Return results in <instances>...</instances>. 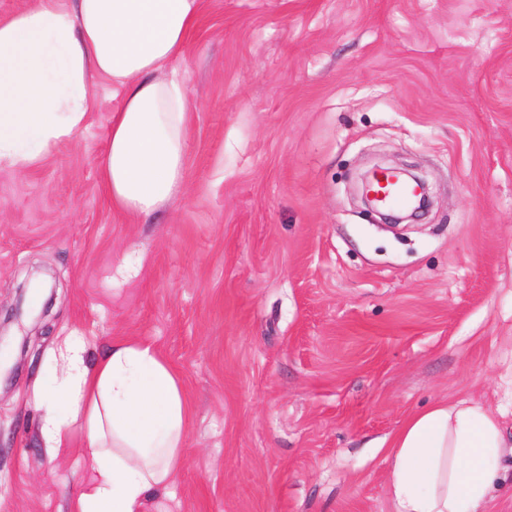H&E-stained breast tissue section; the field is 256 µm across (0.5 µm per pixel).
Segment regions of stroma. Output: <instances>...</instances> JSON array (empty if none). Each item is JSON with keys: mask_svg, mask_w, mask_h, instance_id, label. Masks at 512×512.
Returning <instances> with one entry per match:
<instances>
[{"mask_svg": "<svg viewBox=\"0 0 512 512\" xmlns=\"http://www.w3.org/2000/svg\"><path fill=\"white\" fill-rule=\"evenodd\" d=\"M182 192L154 220L102 183L120 95L88 77L75 139L0 167V512H68L92 467L43 448L40 368L152 343L193 405L147 512H394L392 436L440 400L512 428V0H202L170 63ZM433 205L399 232L353 199L380 161ZM47 280L41 320L10 319Z\"/></svg>", "mask_w": 512, "mask_h": 512, "instance_id": "obj_1", "label": "stroma"}]
</instances>
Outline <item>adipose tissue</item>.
<instances>
[{"label":"adipose tissue","instance_id":"1","mask_svg":"<svg viewBox=\"0 0 512 512\" xmlns=\"http://www.w3.org/2000/svg\"><path fill=\"white\" fill-rule=\"evenodd\" d=\"M202 0H76L0 18V166L25 167L77 137L91 109L89 73L121 95L102 179L114 210L148 221L179 193L189 98L177 72ZM39 435L56 454L83 422L93 468L70 512H144L167 488L184 448L191 401L178 371L148 342L113 339L88 357L68 337L46 363ZM500 421L481 405L437 402L394 434L389 495L396 512H486L504 449Z\"/></svg>","mask_w":512,"mask_h":512}]
</instances>
